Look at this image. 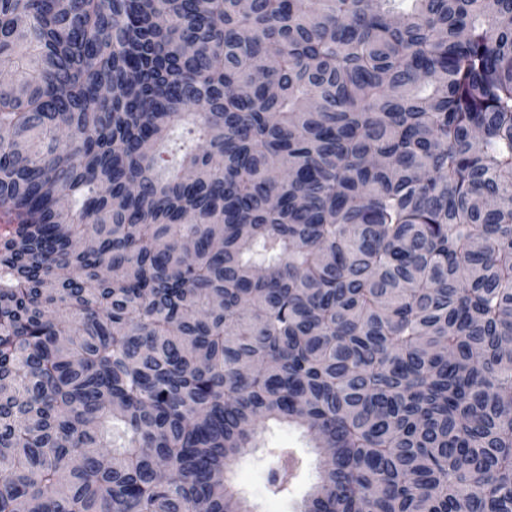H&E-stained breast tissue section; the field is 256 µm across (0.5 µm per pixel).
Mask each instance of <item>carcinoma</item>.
I'll list each match as a JSON object with an SVG mask.
<instances>
[{"mask_svg": "<svg viewBox=\"0 0 512 512\" xmlns=\"http://www.w3.org/2000/svg\"><path fill=\"white\" fill-rule=\"evenodd\" d=\"M1 71L0 512H255L283 423L299 512H512V0H0ZM264 448H255L240 459L236 467L237 489L259 512H299L301 501L316 481L318 464L308 448L302 428L288 424L272 425L264 435ZM271 448H292L305 461L304 468L290 486L288 493L273 495L270 477L280 461Z\"/></svg>", "mask_w": 512, "mask_h": 512, "instance_id": "carcinoma-1", "label": "carcinoma"}]
</instances>
